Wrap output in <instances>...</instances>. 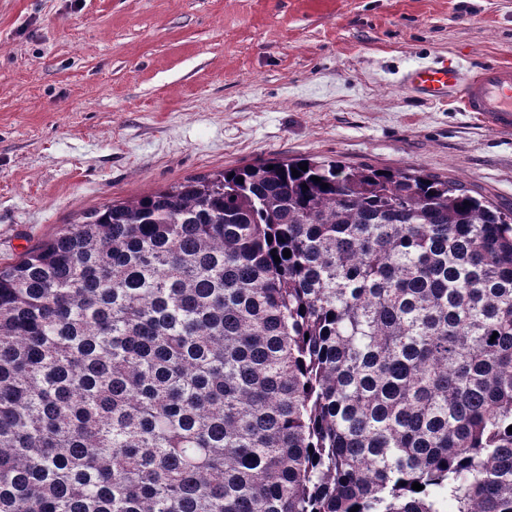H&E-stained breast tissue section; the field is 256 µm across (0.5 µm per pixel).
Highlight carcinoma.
<instances>
[{
    "mask_svg": "<svg viewBox=\"0 0 512 512\" xmlns=\"http://www.w3.org/2000/svg\"><path fill=\"white\" fill-rule=\"evenodd\" d=\"M511 426L512 209L458 182L260 160L0 266V512H512Z\"/></svg>",
    "mask_w": 512,
    "mask_h": 512,
    "instance_id": "carcinoma-1",
    "label": "carcinoma"
}]
</instances>
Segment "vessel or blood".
<instances>
[{"mask_svg":"<svg viewBox=\"0 0 512 512\" xmlns=\"http://www.w3.org/2000/svg\"><path fill=\"white\" fill-rule=\"evenodd\" d=\"M403 84L429 101L454 99L462 111L503 135L512 134V65L463 67L445 60L418 61Z\"/></svg>","mask_w":512,"mask_h":512,"instance_id":"1","label":"vessel or blood"}]
</instances>
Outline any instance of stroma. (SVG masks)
I'll return each instance as SVG.
<instances>
[{
	"label": "stroma",
	"mask_w": 512,
	"mask_h": 512,
	"mask_svg": "<svg viewBox=\"0 0 512 512\" xmlns=\"http://www.w3.org/2000/svg\"><path fill=\"white\" fill-rule=\"evenodd\" d=\"M420 58L512 64V0H0V264L84 211L273 157L512 206V137L408 95Z\"/></svg>",
	"instance_id": "obj_1"
}]
</instances>
